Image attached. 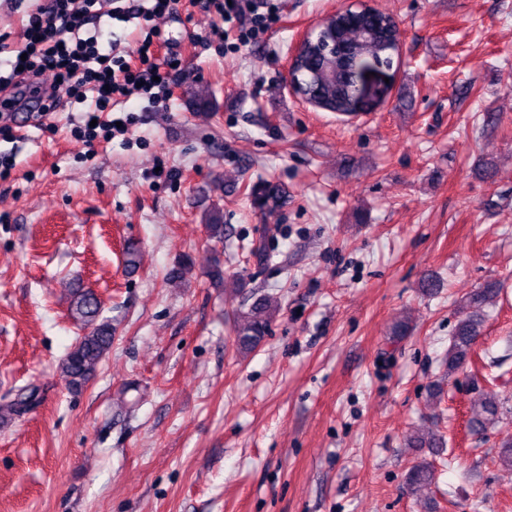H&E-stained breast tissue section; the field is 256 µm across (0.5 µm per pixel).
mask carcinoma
<instances>
[{
    "label": "carcinoma",
    "mask_w": 512,
    "mask_h": 512,
    "mask_svg": "<svg viewBox=\"0 0 512 512\" xmlns=\"http://www.w3.org/2000/svg\"><path fill=\"white\" fill-rule=\"evenodd\" d=\"M326 39L336 42L338 52L332 55L322 50L321 43L304 44L298 56L297 69L302 81L301 92L312 104L328 112L347 115L351 111V60L356 56L380 57L393 63L397 52L398 27L394 18L378 9L364 14L351 23L341 14L332 17L330 26L324 29ZM210 236L224 237V216L218 209L205 218ZM499 283L487 282L468 299L475 308L473 314L456 325L448 348L447 368L452 374L472 361L477 337L483 323L481 309L496 298ZM279 306L274 297L261 294L253 298L247 310L237 313L233 322L234 344L238 352L247 354L256 349L268 336L271 323ZM101 302L91 291L77 289L70 306L71 316L88 327L69 349L61 363L63 373L73 389L83 387L97 371L101 360L112 348V325L99 319ZM36 402L34 391L22 392L16 398L0 403L1 415L19 416ZM502 406L497 394L490 391L480 399L478 408L469 421L475 433L483 432L499 418ZM442 436L429 431L415 433L407 438L409 448H440ZM435 479V467L427 461H419L408 471L406 480L412 488L431 484Z\"/></svg>",
    "instance_id": "cac0c4a2"
}]
</instances>
